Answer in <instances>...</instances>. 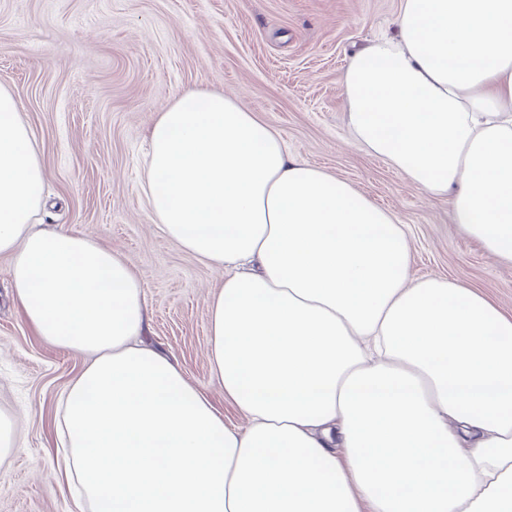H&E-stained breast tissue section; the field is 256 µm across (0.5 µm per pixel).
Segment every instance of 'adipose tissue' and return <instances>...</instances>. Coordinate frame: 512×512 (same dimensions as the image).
Wrapping results in <instances>:
<instances>
[{
  "instance_id": "adipose-tissue-1",
  "label": "adipose tissue",
  "mask_w": 512,
  "mask_h": 512,
  "mask_svg": "<svg viewBox=\"0 0 512 512\" xmlns=\"http://www.w3.org/2000/svg\"><path fill=\"white\" fill-rule=\"evenodd\" d=\"M344 89L357 139L512 265V0H401ZM148 142L159 230L224 271L209 359L246 429L143 341L118 252L37 221L42 153L0 86V255L38 336L87 357L61 398L77 512H512V314L412 278L393 213L223 92L174 97Z\"/></svg>"
}]
</instances>
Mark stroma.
<instances>
[{
	"label": "stroma",
	"instance_id": "1",
	"mask_svg": "<svg viewBox=\"0 0 512 512\" xmlns=\"http://www.w3.org/2000/svg\"><path fill=\"white\" fill-rule=\"evenodd\" d=\"M400 0H0V85L19 101L47 171L40 218L111 246L141 277L144 339L224 412L209 304L224 274L156 227L139 191L147 135L181 92H224L278 130L291 157L391 211L412 273L462 282L512 312V265L454 221L446 198L358 143L343 78L353 53L394 36ZM0 256V411L17 428L0 512H69L57 487L56 405L82 355L46 343L16 305Z\"/></svg>",
	"mask_w": 512,
	"mask_h": 512
}]
</instances>
